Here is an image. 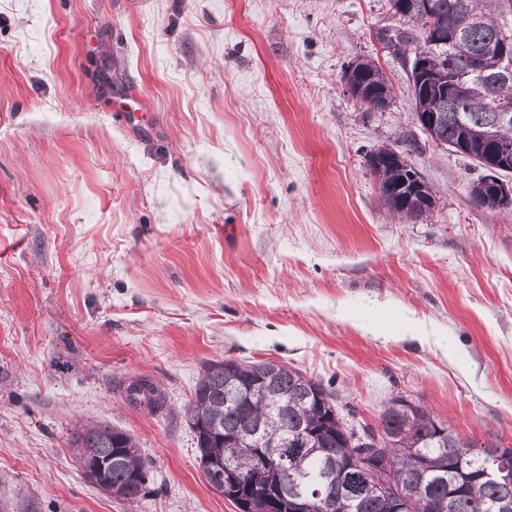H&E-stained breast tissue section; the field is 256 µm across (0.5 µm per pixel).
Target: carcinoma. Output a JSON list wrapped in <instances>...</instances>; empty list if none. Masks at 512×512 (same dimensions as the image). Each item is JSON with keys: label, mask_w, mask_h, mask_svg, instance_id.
<instances>
[{"label": "carcinoma", "mask_w": 512, "mask_h": 512, "mask_svg": "<svg viewBox=\"0 0 512 512\" xmlns=\"http://www.w3.org/2000/svg\"><path fill=\"white\" fill-rule=\"evenodd\" d=\"M402 21L387 41L393 55L404 54L419 32L422 12L433 17L445 44L429 50L426 66H411L410 81L417 112L438 115L432 130L436 145L458 147L483 163L496 147H512V0H388ZM348 80L361 86L356 100L386 109L393 86L382 69L364 60ZM413 168L383 163L381 178L389 185V210L411 220L428 217L435 199L427 183L417 186ZM502 180L481 176L470 185L473 202L494 209ZM263 384L253 389L258 381ZM128 397L150 410L159 407L156 386L131 382ZM186 421L196 438L197 460L207 483L239 512H269L274 498L289 512L288 490L306 493L313 512H387V499L375 477L380 463L395 474L392 495L409 512H430L445 503L447 512H499L512 500L509 482L479 479L490 458H507L512 476V449L483 444V454L460 461L458 450L476 443L453 431L419 404L394 399L379 415L378 427L355 432L337 399L321 382L275 361L241 364L212 361L205 366ZM272 444L285 464L265 459ZM71 446L85 477L111 497L132 501L144 493L147 462L127 433L104 426L75 429Z\"/></svg>", "instance_id": "obj_1"}]
</instances>
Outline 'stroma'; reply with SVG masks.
I'll return each instance as SVG.
<instances>
[{"label":"stroma","mask_w":512,"mask_h":512,"mask_svg":"<svg viewBox=\"0 0 512 512\" xmlns=\"http://www.w3.org/2000/svg\"><path fill=\"white\" fill-rule=\"evenodd\" d=\"M398 24L387 0H0V512H237L185 420L224 359L299 369L356 426L400 397L512 448V217L418 126ZM363 58L385 111L344 85ZM383 145L426 219L384 205ZM87 423L136 440L144 495L84 478ZM348 80L362 87L361 92L354 98L370 108L386 109L393 98V86L386 74L378 65H373L370 60H362L351 73L344 75ZM486 175L481 176L470 185L469 194L473 202L483 209L496 210L494 207L495 196L501 188L503 180L497 175L490 181H485ZM127 393L132 402H143L152 411L159 407L160 394L156 386L148 380L132 381L127 387Z\"/></svg>","instance_id":"stroma-1"}]
</instances>
